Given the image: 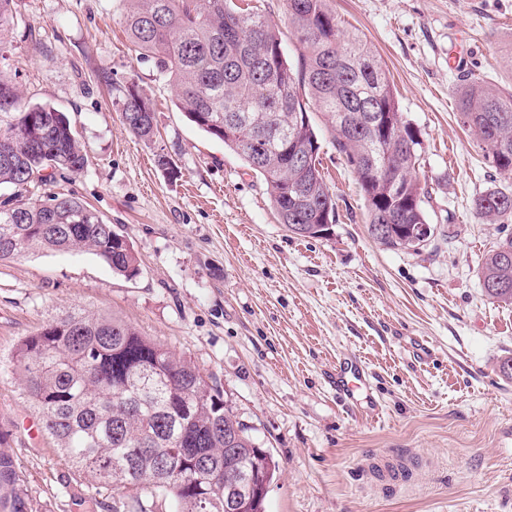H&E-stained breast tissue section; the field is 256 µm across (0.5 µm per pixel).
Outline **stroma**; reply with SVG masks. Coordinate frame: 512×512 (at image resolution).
<instances>
[{"label":"stroma","mask_w":512,"mask_h":512,"mask_svg":"<svg viewBox=\"0 0 512 512\" xmlns=\"http://www.w3.org/2000/svg\"><path fill=\"white\" fill-rule=\"evenodd\" d=\"M359 33L420 133L418 178L434 232L419 251L373 241L352 170L315 116L336 222L301 238L278 221L263 180L191 123L153 60L126 33V0H15L0 72L25 106L64 112L87 155L79 174L33 188L71 193L133 245L126 278L96 256L35 253L0 262L1 448L42 512H85L87 480L19 395L16 344L75 308L115 318L191 358L219 386L279 472L265 512H512V305L477 276L512 221L479 223L474 200L512 177L486 162L458 100L468 74L512 94V0H329ZM108 68L115 88L96 74ZM135 80L156 104L154 141L115 105ZM164 153L180 175L155 163ZM352 359L370 391L336 390ZM403 479H382L380 465Z\"/></svg>","instance_id":"35a3bbf8"}]
</instances>
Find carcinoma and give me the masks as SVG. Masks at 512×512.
Here are the masks:
<instances>
[{"instance_id": "cac0c4a2", "label": "carcinoma", "mask_w": 512, "mask_h": 512, "mask_svg": "<svg viewBox=\"0 0 512 512\" xmlns=\"http://www.w3.org/2000/svg\"><path fill=\"white\" fill-rule=\"evenodd\" d=\"M125 26L141 55L173 87L177 106L210 137L262 177L280 223L303 238L323 236L336 222V200L319 170L321 144L312 113L328 118L336 152L357 176L368 212L393 233L374 238L402 245L399 230L428 223L416 178L422 141L407 122L381 62L359 36L344 30L328 0H286L297 41L295 62L281 31L234 0H127ZM14 0H0V35L15 25ZM0 186L16 189L0 207V261L39 251L95 255L127 278L138 275L127 238L80 198L54 193L23 198L32 184L87 164L69 119L52 107H22V91L0 74ZM131 134L156 136L151 99L133 82L115 100ZM463 123L475 130L491 168L512 175V94L467 79ZM401 169L395 185L375 174L385 163ZM51 173L44 174L45 170ZM484 224L512 217V193L491 189L474 201ZM512 234L484 256L479 269L489 297L512 303ZM22 395L43 432L88 478L95 491L131 492L129 512H224V474L244 471L270 485L276 462L258 448L250 428L224 404L220 389L187 358L116 319L82 309L24 337L13 356ZM0 512H40L25 476L0 450Z\"/></svg>"}]
</instances>
